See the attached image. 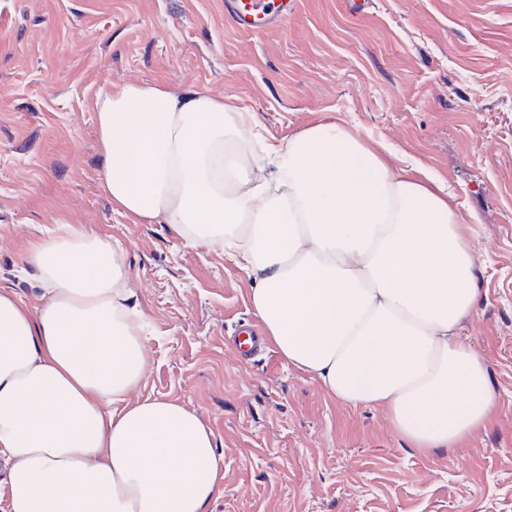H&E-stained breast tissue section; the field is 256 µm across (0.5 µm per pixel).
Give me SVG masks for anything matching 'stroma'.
Masks as SVG:
<instances>
[{
  "label": "stroma",
  "mask_w": 512,
  "mask_h": 512,
  "mask_svg": "<svg viewBox=\"0 0 512 512\" xmlns=\"http://www.w3.org/2000/svg\"><path fill=\"white\" fill-rule=\"evenodd\" d=\"M241 32L224 0H0V287L35 306L25 254L59 224L120 243L148 322L138 399L194 411L224 458L209 512H512V0H298ZM127 83L190 88L282 140L333 116L430 175L474 217L480 300L460 327L496 396L454 448L417 453L377 407H350L274 346L222 251L136 224L98 181L96 102Z\"/></svg>",
  "instance_id": "obj_1"
}]
</instances>
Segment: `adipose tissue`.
<instances>
[{
    "label": "adipose tissue",
    "instance_id": "adipose-tissue-1",
    "mask_svg": "<svg viewBox=\"0 0 512 512\" xmlns=\"http://www.w3.org/2000/svg\"><path fill=\"white\" fill-rule=\"evenodd\" d=\"M97 132L113 207L223 251L268 340L328 397L384 409L422 453L485 424L495 397L459 335L479 301L473 226L441 189L336 121L272 142L192 89H113ZM26 261L37 305L0 289L8 512H208L213 432L175 401L128 399L148 355L123 253L61 224Z\"/></svg>",
    "mask_w": 512,
    "mask_h": 512
}]
</instances>
